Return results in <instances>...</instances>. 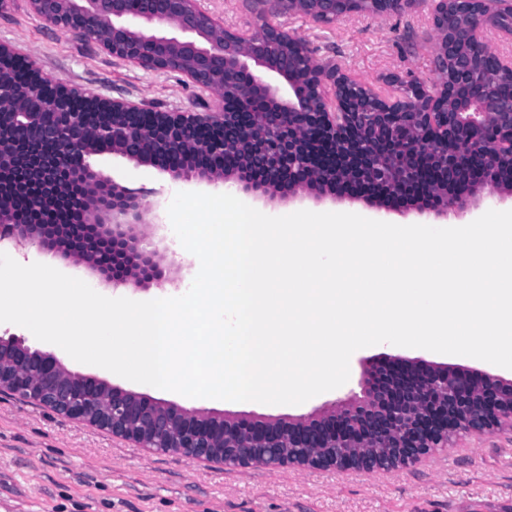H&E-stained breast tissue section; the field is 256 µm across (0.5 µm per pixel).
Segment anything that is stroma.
I'll list each match as a JSON object with an SVG mask.
<instances>
[{"label": "stroma", "instance_id": "stroma-1", "mask_svg": "<svg viewBox=\"0 0 512 512\" xmlns=\"http://www.w3.org/2000/svg\"><path fill=\"white\" fill-rule=\"evenodd\" d=\"M429 13L430 0H416L390 16L356 15L326 25L291 15L281 23L306 43L316 60L334 59L353 81L373 89L386 73L427 85L435 80ZM0 43L13 46L19 55L33 56L46 78L89 95L123 98L168 112H215L222 106L216 94L178 72L148 70L84 44L47 23L27 0H12L0 13ZM93 162L122 186L143 192L149 211L142 229L167 271L168 282L160 287L130 283L115 288L91 269L52 252L11 243L0 245V251L27 265L54 266L104 296L136 301L162 293L177 295L199 270L197 260L182 258L175 249L167 208L179 192L236 194L269 216L299 210L347 212L393 224L434 227L468 224L490 210H512V197L489 190L479 193L464 216L422 215L404 206L381 207L365 193L342 200L330 194L257 198L227 183L175 182L155 167L117 155H99ZM392 356L512 378V369L471 357L383 343L353 353L350 378L343 386L300 405H268L190 399L80 364L64 352L59 358L72 372L159 401L230 417L286 420L332 411L358 392L363 364ZM0 502L15 505L16 512H512V429L454 438L452 447L408 469L226 467L172 452H149L48 407L0 393Z\"/></svg>", "mask_w": 512, "mask_h": 512}]
</instances>
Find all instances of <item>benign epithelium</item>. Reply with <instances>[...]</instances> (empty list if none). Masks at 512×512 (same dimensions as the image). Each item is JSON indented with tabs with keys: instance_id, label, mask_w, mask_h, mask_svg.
Returning a JSON list of instances; mask_svg holds the SVG:
<instances>
[{
	"instance_id": "benign-epithelium-1",
	"label": "benign epithelium",
	"mask_w": 512,
	"mask_h": 512,
	"mask_svg": "<svg viewBox=\"0 0 512 512\" xmlns=\"http://www.w3.org/2000/svg\"><path fill=\"white\" fill-rule=\"evenodd\" d=\"M50 24L146 69L174 70L218 93L217 112H164L89 97L17 66L0 44V243L55 247L114 286L166 281L136 232L143 196L90 162L112 153L172 180L233 181L254 196L335 193L344 183L403 194L417 175L434 186L409 205L462 215L486 188L512 193V60L488 29L512 40V0H432L438 83L414 96L352 99V79L318 63L302 39L269 22L300 14L325 24L384 16L415 0H242L255 29L224 26L196 0H28ZM487 81L473 71L488 60ZM83 111H70L74 100ZM55 150L45 153L42 144ZM47 406L148 451L248 467L391 470L416 466L458 434L512 428V379L404 361L363 368L361 393L324 415L287 421L214 416L155 401L68 370L51 352L0 336V392Z\"/></svg>"
}]
</instances>
